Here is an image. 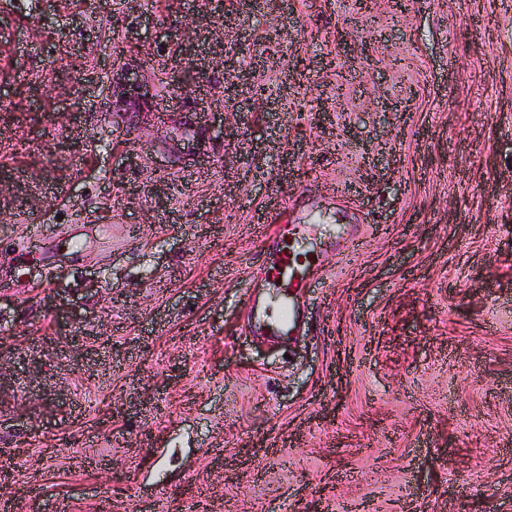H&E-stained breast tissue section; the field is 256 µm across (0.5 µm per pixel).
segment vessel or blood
<instances>
[{"mask_svg":"<svg viewBox=\"0 0 512 512\" xmlns=\"http://www.w3.org/2000/svg\"><path fill=\"white\" fill-rule=\"evenodd\" d=\"M301 225H283L263 254V271L267 287L273 288L280 303L276 317H269L267 308H257L256 323L275 335L289 334L300 320L298 297L311 288L322 269L316 257L299 252L293 243Z\"/></svg>","mask_w":512,"mask_h":512,"instance_id":"1","label":"vessel or blood"}]
</instances>
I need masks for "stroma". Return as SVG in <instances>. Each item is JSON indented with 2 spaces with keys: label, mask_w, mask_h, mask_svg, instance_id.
<instances>
[{
  "label": "stroma",
  "mask_w": 512,
  "mask_h": 512,
  "mask_svg": "<svg viewBox=\"0 0 512 512\" xmlns=\"http://www.w3.org/2000/svg\"><path fill=\"white\" fill-rule=\"evenodd\" d=\"M188 37L266 93L159 186L103 101ZM0 94L5 512H512V0H0ZM303 231L301 224H282L263 254V271L268 288L276 290L280 309L275 320H271L267 307L252 312L256 323L274 335H287L298 324L300 311L298 297L312 288L316 276L322 269V260L299 252L293 243Z\"/></svg>",
  "instance_id": "stroma-1"
}]
</instances>
